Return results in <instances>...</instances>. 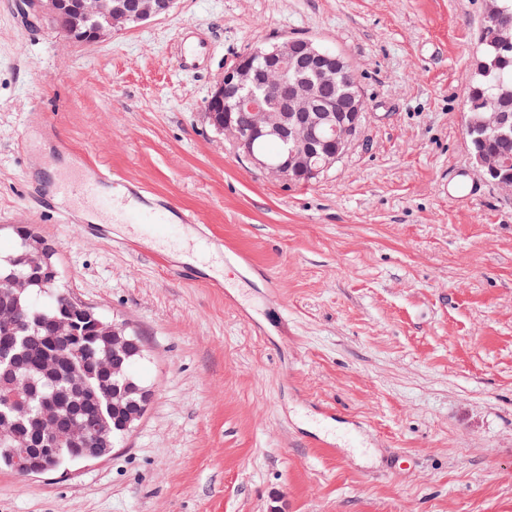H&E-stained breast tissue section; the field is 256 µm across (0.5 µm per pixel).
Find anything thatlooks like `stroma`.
<instances>
[{
	"instance_id": "stroma-1",
	"label": "stroma",
	"mask_w": 512,
	"mask_h": 512,
	"mask_svg": "<svg viewBox=\"0 0 512 512\" xmlns=\"http://www.w3.org/2000/svg\"><path fill=\"white\" fill-rule=\"evenodd\" d=\"M19 4L0 0V254L19 225L53 243L62 287L140 332L154 396L104 458L0 469V512H512V197L463 134L483 0H178L92 44ZM188 31L209 52L183 66ZM286 37L344 54L366 103L301 186L205 117L239 55ZM84 164L200 224L61 223L54 182Z\"/></svg>"
}]
</instances>
